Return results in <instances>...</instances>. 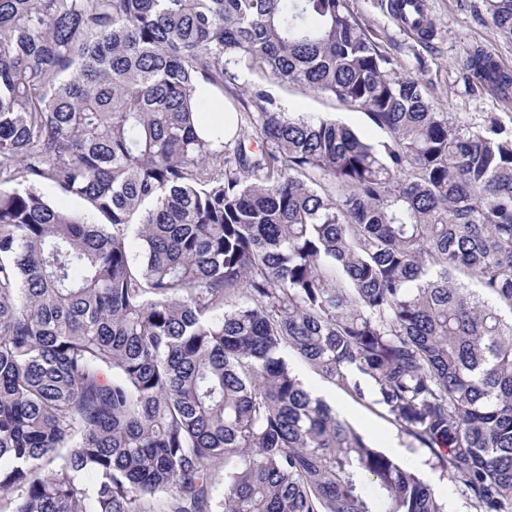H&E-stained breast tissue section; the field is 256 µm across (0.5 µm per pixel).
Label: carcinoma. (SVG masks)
Returning a JSON list of instances; mask_svg holds the SVG:
<instances>
[{
  "instance_id": "cac0c4a2",
  "label": "carcinoma",
  "mask_w": 512,
  "mask_h": 512,
  "mask_svg": "<svg viewBox=\"0 0 512 512\" xmlns=\"http://www.w3.org/2000/svg\"><path fill=\"white\" fill-rule=\"evenodd\" d=\"M255 66L386 140L262 90L224 104L250 132L200 139L196 85ZM6 183L0 512H447L290 352L512 512V136L453 126L348 0H0Z\"/></svg>"
}]
</instances>
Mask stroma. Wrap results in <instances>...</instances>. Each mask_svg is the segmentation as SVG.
<instances>
[{
  "mask_svg": "<svg viewBox=\"0 0 512 512\" xmlns=\"http://www.w3.org/2000/svg\"><path fill=\"white\" fill-rule=\"evenodd\" d=\"M424 4L425 15L434 30L433 38L427 42L402 27L390 14L388 0H349L354 16L393 57L397 72L418 78L437 111L447 113L455 125L471 131L494 124L504 133L512 134V98H502L489 88L473 90L466 78L467 56L476 45L490 51L505 70L512 72V41L502 37L493 25L486 0H424ZM258 86L272 92L284 111L336 118L374 144L385 138L363 112L347 109L300 85L277 84L257 67L240 72L224 95L232 98ZM289 363L304 385L334 407L357 431L396 456L403 466L416 471L446 503L448 512H473L461 488L434 464L427 451L412 447L410 439L379 406L353 399L297 357H290Z\"/></svg>",
  "mask_w": 512,
  "mask_h": 512,
  "instance_id": "obj_1",
  "label": "stroma"
}]
</instances>
